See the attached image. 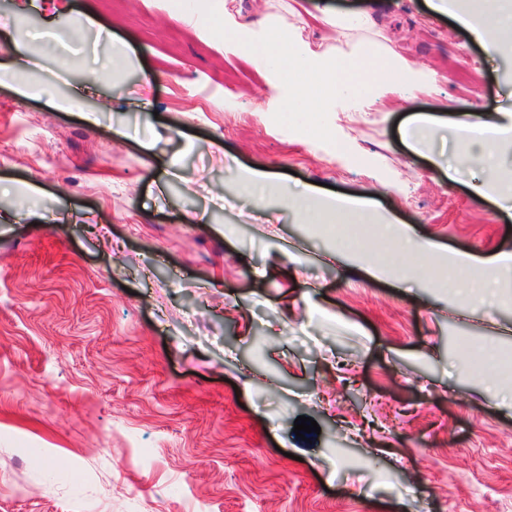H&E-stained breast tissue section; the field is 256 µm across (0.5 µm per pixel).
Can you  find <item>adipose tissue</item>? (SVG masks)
<instances>
[{
    "label": "adipose tissue",
    "mask_w": 512,
    "mask_h": 512,
    "mask_svg": "<svg viewBox=\"0 0 512 512\" xmlns=\"http://www.w3.org/2000/svg\"><path fill=\"white\" fill-rule=\"evenodd\" d=\"M429 9L451 17L465 28L474 40L490 46L495 55H502V38L512 33V16L483 13L474 10L475 0H427ZM212 37L223 40L225 51L253 60L262 69L274 68L280 81L293 86L297 96L308 98L312 105H324L341 95L350 86L342 53L321 48L305 41L299 27L264 19L253 22L239 12L225 9L221 29L212 30ZM407 59L389 56L376 70V94L402 95V82L421 81ZM452 128L459 145L458 163L474 156H490L497 146L512 136V125L500 123L491 113H462Z\"/></svg>",
    "instance_id": "1"
}]
</instances>
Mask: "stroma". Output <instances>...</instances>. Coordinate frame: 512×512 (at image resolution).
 Wrapping results in <instances>:
<instances>
[{"mask_svg":"<svg viewBox=\"0 0 512 512\" xmlns=\"http://www.w3.org/2000/svg\"><path fill=\"white\" fill-rule=\"evenodd\" d=\"M189 3L179 22L164 0H0V28L40 34L21 59L0 44V67L47 86L0 84V512H512V272L480 304L378 232L512 252V145L452 175L446 130L469 111L512 122V62L426 0H235L433 76L380 98L370 58L312 124L203 34L224 0ZM323 5L376 25L302 17ZM96 60L82 108L57 109ZM250 167L274 174L266 201L241 189ZM304 185L368 202L356 255L280 209ZM302 415L321 428L306 441Z\"/></svg>","mask_w":512,"mask_h":512,"instance_id":"35a3bbf8","label":"stroma"}]
</instances>
